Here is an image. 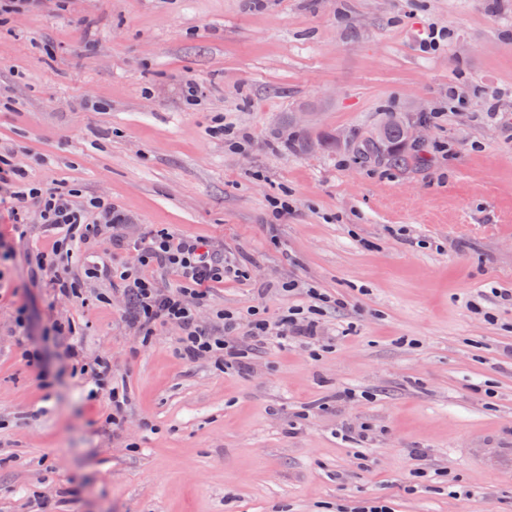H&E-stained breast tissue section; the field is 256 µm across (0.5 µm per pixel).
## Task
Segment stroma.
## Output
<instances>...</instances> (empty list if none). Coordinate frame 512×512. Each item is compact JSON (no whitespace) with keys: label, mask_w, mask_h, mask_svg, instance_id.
Here are the masks:
<instances>
[{"label":"stroma","mask_w":512,"mask_h":512,"mask_svg":"<svg viewBox=\"0 0 512 512\" xmlns=\"http://www.w3.org/2000/svg\"><path fill=\"white\" fill-rule=\"evenodd\" d=\"M433 26L453 35L427 53ZM510 87L512 0H44L0 23V154L131 218L99 225L67 298L28 277L56 240L38 209L0 213V512H512ZM416 104L417 170L283 145L292 117L367 135ZM160 229L245 270L198 310L219 336L238 314L245 368L183 359L173 324L142 343L90 273ZM311 287L336 301L319 342L253 338L251 307L276 321ZM94 379L96 390L94 392L98 393V390L109 389L110 393H112V399L115 403H120L118 398L120 397L118 388L114 385L111 386L112 382V366L110 361L106 358H100L97 360L94 368Z\"/></svg>","instance_id":"stroma-1"}]
</instances>
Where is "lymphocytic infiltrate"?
<instances>
[{
	"label": "lymphocytic infiltrate",
	"mask_w": 512,
	"mask_h": 512,
	"mask_svg": "<svg viewBox=\"0 0 512 512\" xmlns=\"http://www.w3.org/2000/svg\"><path fill=\"white\" fill-rule=\"evenodd\" d=\"M4 203L17 221L24 215L27 204H37L43 223L57 233L55 249L49 254L35 255L31 274L34 282H49L63 295L77 293L65 267L77 257L82 245L96 235L98 224L124 221L122 213L111 203L92 200L78 206L73 203L71 192L29 183L26 173L1 155L0 205ZM132 249L136 254V267H112L108 273L122 283L128 299L125 314L137 324L143 337H151L157 324L174 322L183 330L181 352L185 358L214 356L223 359L225 367L240 365L243 351L225 335H213L202 327L190 302L205 300L212 283L242 276V269L218 256L203 241L178 238L164 229L134 243ZM150 265L170 269L175 274L171 289L161 290L153 281L138 275V268ZM309 297L310 305L290 307L287 315L276 324L259 311H252L255 335L270 337L278 327L287 332L289 339L307 344L317 342L316 319L323 312L327 299L314 291Z\"/></svg>",
	"instance_id": "obj_1"
}]
</instances>
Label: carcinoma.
<instances>
[{"label":"carcinoma","mask_w":512,"mask_h":512,"mask_svg":"<svg viewBox=\"0 0 512 512\" xmlns=\"http://www.w3.org/2000/svg\"><path fill=\"white\" fill-rule=\"evenodd\" d=\"M381 135H368L350 140L359 158L386 161L402 168H415L422 161L421 146L410 138V125L402 114L388 111L380 122Z\"/></svg>","instance_id":"1"}]
</instances>
